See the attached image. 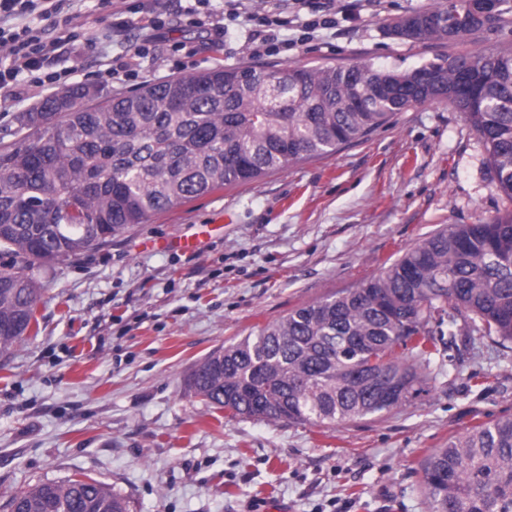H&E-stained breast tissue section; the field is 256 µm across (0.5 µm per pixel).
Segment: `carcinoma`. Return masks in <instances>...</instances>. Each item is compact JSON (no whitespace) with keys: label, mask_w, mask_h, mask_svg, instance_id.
<instances>
[{"label":"carcinoma","mask_w":512,"mask_h":512,"mask_svg":"<svg viewBox=\"0 0 512 512\" xmlns=\"http://www.w3.org/2000/svg\"><path fill=\"white\" fill-rule=\"evenodd\" d=\"M469 0L409 17L414 42L455 40L494 26L448 21ZM463 114L512 201V54H466L399 71L354 66L256 71L218 68L112 95L65 87L15 115L20 137L0 143V353L32 329L48 266L104 246L155 213L226 185L331 153L415 104ZM470 336L512 344V210L450 224L379 276L298 307L194 367L188 390L233 417L336 427L391 413L436 380L457 320ZM448 329H443V326ZM427 512H512V416L451 437L421 463ZM9 512H130L94 480L48 481Z\"/></svg>","instance_id":"carcinoma-1"}]
</instances>
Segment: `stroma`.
I'll use <instances>...</instances> for the list:
<instances>
[{
    "mask_svg": "<svg viewBox=\"0 0 512 512\" xmlns=\"http://www.w3.org/2000/svg\"><path fill=\"white\" fill-rule=\"evenodd\" d=\"M444 0H334L333 27L298 42L308 10L244 0L214 12L224 39L188 24L178 0H86L75 19L80 83L101 84L113 55L147 81L217 67L261 71L369 64L409 70L438 58L512 52V0L500 22L457 40L387 36L397 18ZM162 10L167 37L134 51ZM277 11L278 54L254 57L253 17ZM45 96L34 79L0 92V140L14 113ZM486 152L447 102L396 113L367 137L153 215L111 244L35 271L37 331L0 355V512L30 485L93 479L130 512H426L420 462L477 423L512 415V349L458 335L433 359L437 378L391 414L333 429L243 420L190 395L194 364L288 312L381 272L446 224L511 207ZM201 234L197 251L164 241Z\"/></svg>",
    "mask_w": 512,
    "mask_h": 512,
    "instance_id": "1",
    "label": "stroma"
}]
</instances>
